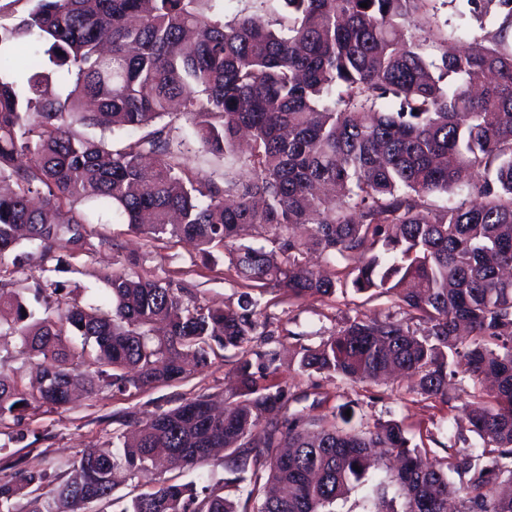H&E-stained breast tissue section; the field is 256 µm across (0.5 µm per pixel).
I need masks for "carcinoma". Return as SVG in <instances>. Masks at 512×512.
<instances>
[{
    "label": "carcinoma",
    "mask_w": 512,
    "mask_h": 512,
    "mask_svg": "<svg viewBox=\"0 0 512 512\" xmlns=\"http://www.w3.org/2000/svg\"><path fill=\"white\" fill-rule=\"evenodd\" d=\"M27 2L18 23H0V262L23 263L22 229L43 264L83 250L91 217L79 205L91 202L151 239L224 250L251 290L391 296L406 320L356 317L301 347L298 369L353 382L395 370L408 391L443 400L463 366L462 411L482 447L430 461L395 419L356 432L291 409L300 398L278 379L276 351L254 348L268 332L249 293L223 309L123 269L105 276L104 311L37 280L39 313L0 292V336L40 365L35 385L0 370V419L18 403L64 407L80 386L177 381L216 347L233 352L240 389L221 413L198 395L122 415L133 439L112 436L65 476L19 470L0 481V512H84L112 497L121 466L195 467L214 448L223 479L163 481L120 512H336L355 489L362 512H448L462 492V512H512V492L497 491L512 484V0H466L479 3L471 36L437 60L423 46L442 37L407 28L428 0H285L286 17L232 22L215 0ZM32 37L51 70L15 75L5 53L21 58ZM53 72L73 77L65 92ZM185 125L224 160L221 179L186 170ZM91 126L127 139L114 149L81 132ZM464 173L466 199L428 202ZM311 249L339 270L308 268ZM377 448L399 461L387 480L368 475Z\"/></svg>",
    "instance_id": "cac0c4a2"
}]
</instances>
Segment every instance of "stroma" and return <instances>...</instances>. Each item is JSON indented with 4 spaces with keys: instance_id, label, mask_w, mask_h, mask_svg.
Returning <instances> with one entry per match:
<instances>
[{
    "instance_id": "1",
    "label": "stroma",
    "mask_w": 512,
    "mask_h": 512,
    "mask_svg": "<svg viewBox=\"0 0 512 512\" xmlns=\"http://www.w3.org/2000/svg\"><path fill=\"white\" fill-rule=\"evenodd\" d=\"M467 8L466 0H429L425 12L411 18L410 25L419 33L462 28L468 22L463 15ZM88 231L84 252L65 257L62 265L50 262L42 269L22 271L12 262L1 264L0 289L28 300L34 280L41 278L61 282L65 293L81 303L98 304L108 295L105 275L126 269L145 279L171 281L215 307L233 308L238 303L243 287L228 271L222 253L205 257L191 245L168 237L147 240L125 224H92ZM261 308L274 333L272 345L279 352L280 373L309 414L346 411L352 425L363 430L389 419L401 421L411 443L430 460L447 459L449 450L462 451L477 444L478 438L460 410L462 400L457 391H449L448 400L443 403L407 393L405 382L399 379L354 383L298 370L301 346L318 345L347 319L381 318L389 313L402 318L403 312L393 298H371L350 290L330 298L295 301L284 290L275 288L264 293ZM236 386L232 358L218 354L212 356L208 368L144 391L115 394L102 388L62 408L31 405L19 417L0 420V480H11L21 469L61 472L83 451L111 446L113 434L126 429L120 419L122 413L143 416L175 408L198 395L220 403ZM223 457V452H216L198 468L162 464L134 474L116 471L113 495L127 501L158 481L187 483L203 473L211 480H220L224 476Z\"/></svg>"
}]
</instances>
